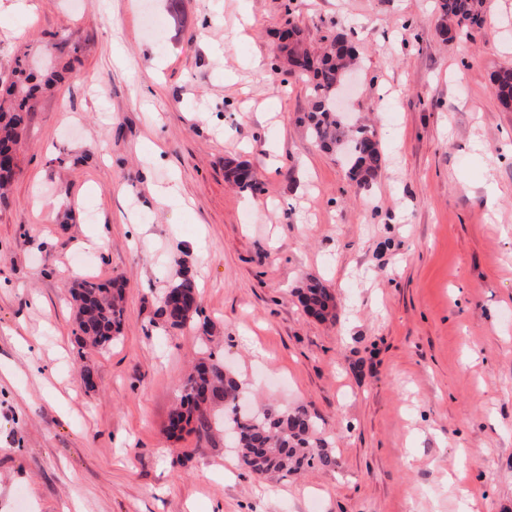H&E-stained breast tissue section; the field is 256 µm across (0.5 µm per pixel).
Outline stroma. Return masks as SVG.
<instances>
[{
	"mask_svg": "<svg viewBox=\"0 0 512 512\" xmlns=\"http://www.w3.org/2000/svg\"><path fill=\"white\" fill-rule=\"evenodd\" d=\"M18 2L0 81L19 58L65 74L0 198V512H512V111L492 93L512 0L446 37L437 0ZM290 25L313 54L356 47L343 120L385 155L368 186L299 123L310 84L270 72ZM63 33L79 55L51 51ZM181 265L210 336L158 316ZM76 277L126 283L110 349L77 338ZM310 277L335 318L304 311ZM211 351L247 399L306 407L335 466L261 481L223 439L170 435ZM227 178L242 190L258 191L259 182L251 175L250 167L245 163H232L226 167Z\"/></svg>",
	"mask_w": 512,
	"mask_h": 512,
	"instance_id": "1",
	"label": "stroma"
}]
</instances>
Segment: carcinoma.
<instances>
[{
    "instance_id": "1",
    "label": "carcinoma",
    "mask_w": 512,
    "mask_h": 512,
    "mask_svg": "<svg viewBox=\"0 0 512 512\" xmlns=\"http://www.w3.org/2000/svg\"><path fill=\"white\" fill-rule=\"evenodd\" d=\"M443 33L452 29L468 31L483 24L485 0H439ZM281 50L288 53L290 75H312V90L317 98L307 114L312 136L324 148H348L349 173L360 184L371 181L384 163L378 142L367 129L347 127L341 113L330 106L345 84L350 68L357 61L356 50L343 36L336 37V48L315 61L302 47L298 32L290 27L280 36ZM59 74L37 73L27 61H16L9 84H0V189L15 176L16 150L27 130L33 100L38 93L57 82ZM494 94L506 110H512V67L498 69L492 77ZM227 178L242 190L258 191L259 182L245 163L227 165ZM74 302V318L80 339L93 347L110 346L120 339L125 323V285L114 279L104 284L89 278L77 279L69 287ZM194 277L185 272L177 276L163 302L159 315L172 327H184L202 310ZM305 311L317 319L332 315L334 298L329 288L312 279L300 291ZM242 387L234 370L210 354L194 365L181 384L179 405L169 417V431L188 430L200 440L210 439L220 429L235 434V448L254 474L266 477L290 474L302 466H327L332 463L325 444L316 437V423L302 406L276 410L269 407L244 411L238 402Z\"/></svg>"
}]
</instances>
